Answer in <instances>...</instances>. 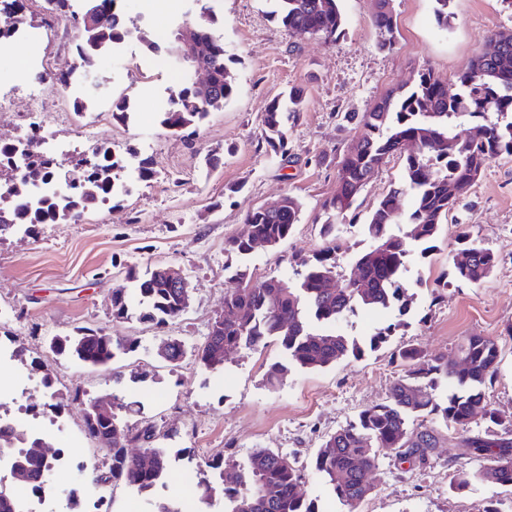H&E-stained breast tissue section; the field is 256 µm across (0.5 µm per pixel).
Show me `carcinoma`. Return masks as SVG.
Returning <instances> with one entry per match:
<instances>
[{"instance_id": "carcinoma-1", "label": "carcinoma", "mask_w": 512, "mask_h": 512, "mask_svg": "<svg viewBox=\"0 0 512 512\" xmlns=\"http://www.w3.org/2000/svg\"><path fill=\"white\" fill-rule=\"evenodd\" d=\"M57 11L68 14L79 26L89 51L99 53L111 48L127 34L123 16L106 7L107 0H82L80 12L70 10L69 0H55ZM273 18L298 37L320 36L334 40L343 35L345 18L339 0H272ZM392 0H375L372 23L378 33L380 50H391L396 42L397 24L390 7ZM201 47L198 59L209 83L203 87L182 84L174 89L168 107L159 113L160 124L168 129L192 135L214 111L224 108L236 93L224 53V43L206 23L194 24ZM459 91L448 96V86L430 68H423L408 84L393 88L378 97L358 119L359 132L343 151L337 163L334 192L321 204V234L327 245L310 258L301 260L305 268L297 285L271 276L252 280L241 265L253 251V241L263 240L276 247L286 241L300 222L302 204L286 195L275 209L257 207L246 216L249 234L230 239L225 247V268L241 287L224 295V308L243 311L244 319L226 317L215 322V330L197 348L195 357L206 368L224 364L227 356L242 349L257 351L276 342L289 362L307 370H322L341 359L359 358L377 351L397 328L398 320L377 328L371 335L357 339L341 325L358 308L392 310L406 315L414 296L404 287L411 247L433 242L439 224L455 207L451 189L459 182L473 184L489 164L503 156H512V38L502 41L489 36L484 48L458 77ZM306 101L302 85L268 102L261 123L265 140L274 154L286 161L291 156L288 130L300 118ZM467 117L483 130L476 144L461 136L459 120ZM403 160V175L398 184L381 196L366 224L368 249L352 258L351 274L341 287H326L338 277L336 229L347 222L353 206L375 174L390 159ZM69 172L81 198L80 206L56 210L44 206L30 194L37 179L58 177L53 171H29L0 184V236L29 232L38 224L56 219L58 212L79 219L84 211L107 194L115 192L122 170V157L105 149L94 161ZM393 224L407 225L401 235L390 231ZM456 243L472 256L465 264L455 265L457 278L479 285L494 273L497 259L488 248L473 245L469 225H456ZM131 287L112 289V315L138 319L161 328L184 313L178 289L165 281L164 266L145 272L125 271ZM132 339H115L88 327H79L72 336H56L50 348L89 367L106 366L118 355L135 349ZM184 346L170 339L160 347V356L176 365L185 356ZM399 357L407 363L405 374L395 382L385 401L361 410L355 421L327 434L313 454L309 469L323 478L329 492L347 512L371 493L366 476L379 464L377 449L396 452L399 459L426 463L439 445V433L432 424L436 418L445 426L463 433L467 455L484 461L477 470H456L450 487L463 490L472 482H487L512 488V416L490 407L486 385L498 371L500 351L486 336L472 335L460 346L458 359L450 363L444 357L425 358L415 348L406 347ZM448 385L445 397H439L440 384ZM112 416L94 415L85 421L86 433L109 451L107 469H93L90 483L125 486L146 493L164 484L170 468L169 451L158 444L154 423L137 420L121 423L118 412L127 404L112 393ZM485 428L471 432V425ZM24 454L14 464L24 469L32 482L43 481L47 459L38 452L40 442L27 440L21 431L14 433ZM139 444L140 451L128 448ZM210 478L203 484L202 500L213 507L216 489H221L220 512H320L316 500L300 490L302 468L296 461L272 448H257L238 467L235 478L224 483V462L207 461Z\"/></svg>"}]
</instances>
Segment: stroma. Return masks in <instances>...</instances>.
I'll use <instances>...</instances> for the list:
<instances>
[{
  "label": "stroma",
  "mask_w": 512,
  "mask_h": 512,
  "mask_svg": "<svg viewBox=\"0 0 512 512\" xmlns=\"http://www.w3.org/2000/svg\"><path fill=\"white\" fill-rule=\"evenodd\" d=\"M398 39L393 50L377 47L373 0H341L345 32L337 40L296 37L269 14L268 0H120L141 35L124 54L103 51L82 88H55V98L80 99L78 112H50L47 129L70 142L87 125L96 146L130 153L131 163L148 160L156 172L112 202L85 211L81 222L41 224L28 235L0 238V406L19 403L41 413L54 411L59 429L47 435L52 449L76 438L103 464L107 449L84 431V399L112 390L121 371L122 390L133 411L161 433L173 454L166 483L147 496L118 485L104 498L109 512H151V498L198 512L203 463L221 460L225 475L257 448H274L307 465L323 436L353 421L363 408L385 400L405 372L401 348L456 359L460 345L479 334L500 350L498 372L486 389L492 408L512 415V156L490 164L461 196L451 218L439 226L435 247L413 246L404 284L416 301L380 350L308 371L289 366L276 387L265 381L268 365L283 361L277 344L264 350L231 353L222 367L199 364L192 351L205 340L224 294L236 288L224 269L226 241L245 228L248 210L275 204L290 194L302 203L301 221L276 248H258L245 264L253 279L284 277L298 283L300 259L325 244L317 222L323 200L336 185V158L355 135L348 114L365 112L387 90L431 68L456 89L458 76L499 30L512 31V8L505 0H449L448 26L440 28L435 0H393ZM209 17L232 61L237 86L222 111L211 113L196 136L184 138L160 125L174 79L181 71L169 51L178 24ZM25 27L45 29L49 64L65 69L76 62L79 33L70 18L52 12L48 0H29ZM307 88L300 120L288 136L289 161L263 139L261 114L271 99L291 86ZM130 97L135 117L127 123L102 111L100 98ZM218 153L216 167L205 156ZM401 160H391L366 186L340 238L348 253L368 248L363 226L377 200L397 182ZM470 225L478 245L490 248L497 267L478 286L455 280L456 224ZM182 269L192 288L185 313L156 330L137 318L112 315V290L124 285L127 265ZM89 327L114 337L137 339L135 351L119 355L110 369H93L52 352L56 336ZM181 340L187 354L178 365L157 355L160 341ZM441 441L427 464L400 462L380 449L379 466L369 475L372 494L357 512H474L494 499L498 512H512V490L474 483L462 492L448 487L460 468L476 469L462 435L440 427Z\"/></svg>",
  "instance_id": "obj_1"
}]
</instances>
